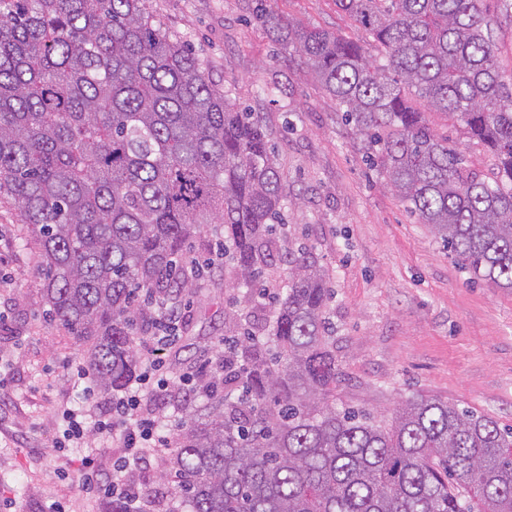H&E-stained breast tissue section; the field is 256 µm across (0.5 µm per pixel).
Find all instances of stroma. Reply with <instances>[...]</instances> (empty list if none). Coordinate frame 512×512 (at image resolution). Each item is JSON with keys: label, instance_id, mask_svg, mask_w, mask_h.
<instances>
[{"label": "stroma", "instance_id": "stroma-1", "mask_svg": "<svg viewBox=\"0 0 512 512\" xmlns=\"http://www.w3.org/2000/svg\"><path fill=\"white\" fill-rule=\"evenodd\" d=\"M188 44L206 76L257 113L270 133L290 194L293 237L307 242L330 275V320L341 365L338 403L391 419L402 400L434 397L512 425V290L475 281L448 256L426 225L370 170L334 101L306 77L299 61L253 20L248 0H147ZM276 14L343 35L350 20L334 0H271ZM278 80L282 93L263 88ZM468 168L486 176L491 156L459 122L428 113ZM37 248L18 212L0 201V512H105L106 495L89 500L76 486L75 462L90 456L112 475L121 450L91 435L59 453L65 406L80 401L81 349L47 316ZM242 291L226 286L223 267L205 270L177 332L183 349L172 373L199 365L224 336V316ZM166 455L151 457L137 479L143 512L174 500L164 480Z\"/></svg>", "mask_w": 512, "mask_h": 512}]
</instances>
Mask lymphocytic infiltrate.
Instances as JSON below:
<instances>
[{
  "label": "lymphocytic infiltrate",
  "instance_id": "f902f5d3",
  "mask_svg": "<svg viewBox=\"0 0 512 512\" xmlns=\"http://www.w3.org/2000/svg\"><path fill=\"white\" fill-rule=\"evenodd\" d=\"M154 314L156 332L144 345L143 369L134 386L114 396L108 412L102 414L92 386L86 383L87 372H78V379L86 383L84 400L78 407L63 410L64 429L57 442L61 448L84 443L91 427L97 434L117 442L123 454L112 468L105 491L125 498L132 506L140 500L135 472L147 457L172 448L173 436L180 428V420L169 410L174 386L196 390L205 387L203 373L197 369L171 376L166 354L173 342V317L166 304L160 302L156 303Z\"/></svg>",
  "mask_w": 512,
  "mask_h": 512
}]
</instances>
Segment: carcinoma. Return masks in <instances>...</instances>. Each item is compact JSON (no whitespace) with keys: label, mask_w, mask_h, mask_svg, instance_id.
<instances>
[{"label":"carcinoma","mask_w":512,"mask_h":512,"mask_svg":"<svg viewBox=\"0 0 512 512\" xmlns=\"http://www.w3.org/2000/svg\"><path fill=\"white\" fill-rule=\"evenodd\" d=\"M366 40L249 9L336 102L365 161L475 278L512 289V85L484 0H335ZM494 158L478 180L426 111ZM286 186L266 128L206 78L144 0H0V198L38 245L48 316L104 393L142 364L138 293L177 303L206 225L224 281V378L186 398L170 449L187 512H512V425L437 398L391 423L336 408L331 288L283 248ZM288 266L284 297L262 303Z\"/></svg>","instance_id":"carcinoma-1"}]
</instances>
